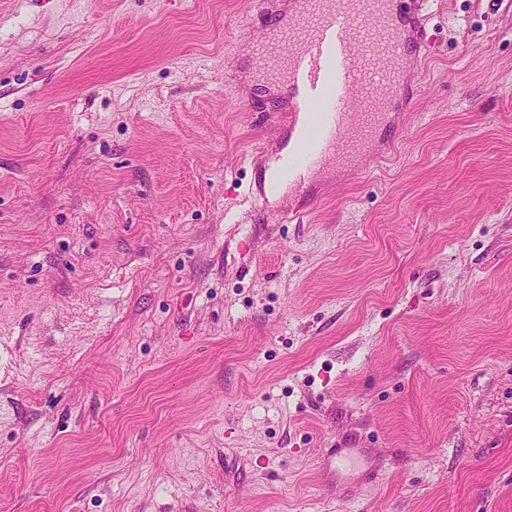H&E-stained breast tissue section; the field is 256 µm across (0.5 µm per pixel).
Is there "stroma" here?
Instances as JSON below:
<instances>
[{
    "mask_svg": "<svg viewBox=\"0 0 512 512\" xmlns=\"http://www.w3.org/2000/svg\"><path fill=\"white\" fill-rule=\"evenodd\" d=\"M255 2L0 0V512H512V0L300 223ZM377 471L376 459L366 448H327L322 477L327 484L358 483Z\"/></svg>",
    "mask_w": 512,
    "mask_h": 512,
    "instance_id": "35a3bbf8",
    "label": "stroma"
}]
</instances>
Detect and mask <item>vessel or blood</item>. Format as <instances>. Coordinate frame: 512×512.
<instances>
[{
    "label": "vessel or blood",
    "instance_id": "obj_1",
    "mask_svg": "<svg viewBox=\"0 0 512 512\" xmlns=\"http://www.w3.org/2000/svg\"><path fill=\"white\" fill-rule=\"evenodd\" d=\"M278 42L279 61L264 74L294 91L284 108L294 148L277 159L273 186L296 201L302 220L319 198L326 167L360 171L365 159L391 146L378 131L405 110L420 86L423 25L409 0H291ZM377 471L363 448H330L326 483H357Z\"/></svg>",
    "mask_w": 512,
    "mask_h": 512
}]
</instances>
